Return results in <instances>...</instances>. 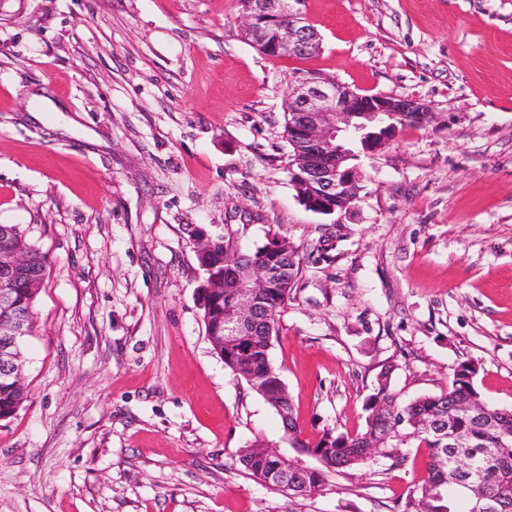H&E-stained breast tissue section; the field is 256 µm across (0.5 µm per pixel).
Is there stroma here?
I'll list each match as a JSON object with an SVG mask.
<instances>
[{"label": "stroma", "instance_id": "obj_1", "mask_svg": "<svg viewBox=\"0 0 512 512\" xmlns=\"http://www.w3.org/2000/svg\"><path fill=\"white\" fill-rule=\"evenodd\" d=\"M309 58L269 57L237 0H0V224L47 256L28 398L0 421V512H399L428 448L290 497L240 449L285 429L212 352L193 239L300 258L271 359L301 439L365 426L461 362L512 407V0H305ZM314 71L435 118L360 152L353 208L291 183L288 90Z\"/></svg>", "mask_w": 512, "mask_h": 512}]
</instances>
